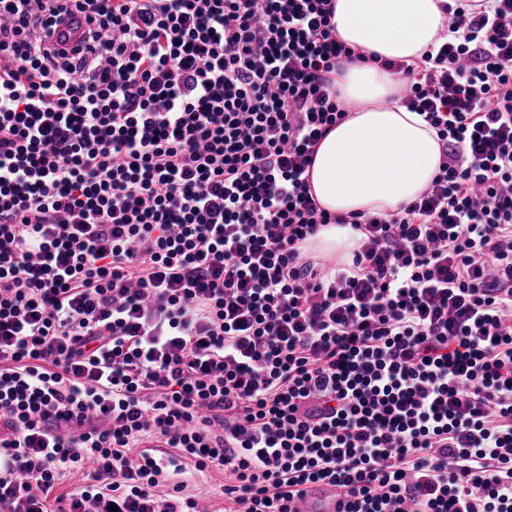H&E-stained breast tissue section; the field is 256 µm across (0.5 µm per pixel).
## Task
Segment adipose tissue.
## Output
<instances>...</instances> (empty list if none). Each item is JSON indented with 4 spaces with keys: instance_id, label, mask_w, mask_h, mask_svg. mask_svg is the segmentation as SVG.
I'll return each mask as SVG.
<instances>
[{
    "instance_id": "obj_1",
    "label": "adipose tissue",
    "mask_w": 512,
    "mask_h": 512,
    "mask_svg": "<svg viewBox=\"0 0 512 512\" xmlns=\"http://www.w3.org/2000/svg\"><path fill=\"white\" fill-rule=\"evenodd\" d=\"M441 0H335L336 35L362 53L407 62L443 41ZM349 116L321 141L310 185L331 213L385 212L416 200L438 171L441 147L421 116L393 103L396 77L348 63L336 79Z\"/></svg>"
}]
</instances>
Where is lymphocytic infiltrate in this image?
Returning <instances> with one entry per match:
<instances>
[{
  "label": "lymphocytic infiltrate",
  "mask_w": 512,
  "mask_h": 512,
  "mask_svg": "<svg viewBox=\"0 0 512 512\" xmlns=\"http://www.w3.org/2000/svg\"><path fill=\"white\" fill-rule=\"evenodd\" d=\"M84 13L87 45L40 39ZM333 0H0V512H512V0L373 57L441 145L332 214ZM359 230L350 264L308 244ZM73 471L85 483L58 496ZM188 481V490L192 491L197 488L200 483H205L211 491L210 496V507L211 510H224V497L220 492V485L224 484V476L221 473L211 472L206 476L200 474H189L184 475ZM347 500L328 485H316L307 490L300 512H346Z\"/></svg>",
  "instance_id": "f902f5d3"
}]
</instances>
